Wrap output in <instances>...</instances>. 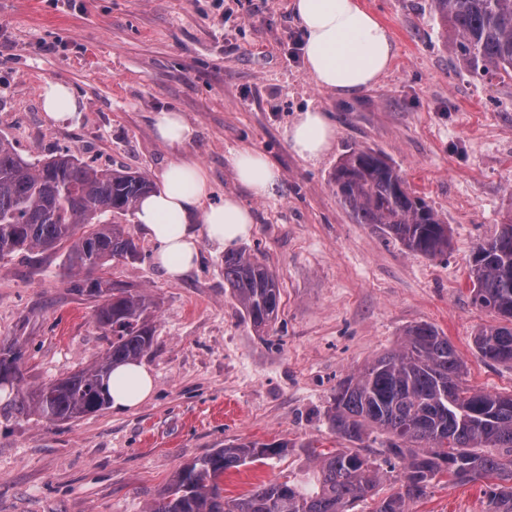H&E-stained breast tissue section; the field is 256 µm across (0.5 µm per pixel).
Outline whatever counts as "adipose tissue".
<instances>
[{
  "instance_id": "ef3b65f1",
  "label": "adipose tissue",
  "mask_w": 512,
  "mask_h": 512,
  "mask_svg": "<svg viewBox=\"0 0 512 512\" xmlns=\"http://www.w3.org/2000/svg\"><path fill=\"white\" fill-rule=\"evenodd\" d=\"M290 8L304 34L306 71L319 87L352 98L374 87L390 69L392 34L360 0H291ZM154 132L177 156L163 171L159 188L140 201L135 221L140 232L158 243L156 262L165 276L180 281L194 267L201 240L232 246L251 234L254 217L233 195L210 203L207 171L182 153L194 129L180 113H157ZM286 136L292 151L311 161L329 149L336 126L326 112L309 109L288 126ZM228 159L236 180L253 197L274 196L281 174L264 154L238 147L230 150ZM152 391L153 379L143 364L130 362L114 369V409L135 408Z\"/></svg>"
}]
</instances>
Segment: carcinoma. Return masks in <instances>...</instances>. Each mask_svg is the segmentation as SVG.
I'll use <instances>...</instances> for the list:
<instances>
[{
  "mask_svg": "<svg viewBox=\"0 0 512 512\" xmlns=\"http://www.w3.org/2000/svg\"><path fill=\"white\" fill-rule=\"evenodd\" d=\"M444 45L474 76L512 80V0H430ZM336 196L357 224H371L406 250L443 256L448 225L382 153L357 147L332 173ZM154 190L145 172L93 166L69 151L26 159L0 137V259L68 248L66 275L97 300L95 325L112 335L93 365L35 388L24 387L17 342H0V388L13 397L0 413L37 414L67 422L110 404L112 369L134 362L152 346L154 303L125 284L93 277L115 259L140 250L118 215H132ZM472 303L495 318L474 338L487 362L512 366V221L472 251ZM230 289L257 332L277 320V277L245 248L224 253ZM466 365L431 324L408 328L399 349L377 357L336 388L328 414L341 448L307 444L312 470L302 478L263 483L224 496V474L288 452V443L231 442L178 468L147 512H348L376 486L379 467L362 446L369 432L387 435L386 454L403 463L397 490L375 512H407L430 483L447 474L455 484L484 487L487 512H512V394L465 384Z\"/></svg>",
  "mask_w": 512,
  "mask_h": 512,
  "instance_id": "carcinoma-1",
  "label": "carcinoma"
}]
</instances>
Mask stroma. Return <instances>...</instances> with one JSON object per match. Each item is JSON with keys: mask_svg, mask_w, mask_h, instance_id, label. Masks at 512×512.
<instances>
[{"mask_svg": "<svg viewBox=\"0 0 512 512\" xmlns=\"http://www.w3.org/2000/svg\"><path fill=\"white\" fill-rule=\"evenodd\" d=\"M362 2L391 30L395 56L379 84L345 99L306 72L289 0H0V135L25 157L72 150L156 179L174 154L153 116L182 113L196 130L184 155L206 166L211 202L234 194L252 210L242 245L281 288L278 319L258 335L224 286V248L202 242L194 270L172 282L157 243L136 234L139 258L104 276L155 304L141 358L154 391L138 408L68 423L0 419V512H145L179 467L235 440L290 449L226 473V496L301 476L313 467L302 443H335L328 410L339 382L397 350L418 323L447 336L469 386L512 393V367L474 348L493 318L473 305L469 279L473 247L512 217V82L460 71L430 0ZM49 82L71 88L76 119L44 111ZM310 108L336 126L314 161L285 137ZM357 145L385 152L441 215L447 255L409 252L351 220L330 179ZM239 146L279 168L275 197L237 183L227 155ZM66 254L0 260V341L24 346L30 387L90 366L110 343L93 322L96 299L64 274ZM410 512H486V498L443 475Z\"/></svg>", "mask_w": 512, "mask_h": 512, "instance_id": "35a3bbf8", "label": "stroma"}]
</instances>
